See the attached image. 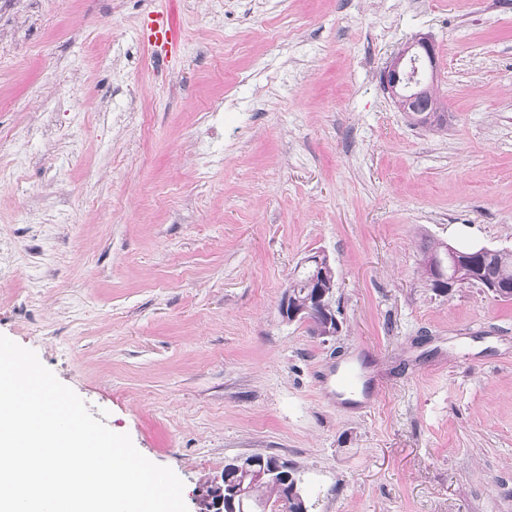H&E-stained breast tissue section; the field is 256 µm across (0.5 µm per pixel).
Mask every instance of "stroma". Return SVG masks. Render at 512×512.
<instances>
[{"mask_svg": "<svg viewBox=\"0 0 512 512\" xmlns=\"http://www.w3.org/2000/svg\"><path fill=\"white\" fill-rule=\"evenodd\" d=\"M420 34L437 132L380 83ZM1 128L0 334L188 512L250 455L310 512H512V301L419 251L512 248V0H0ZM317 252L327 339L279 312ZM362 351L368 409L329 381ZM181 34L163 17H156L152 20L149 28V42H161L170 49L175 48L180 41Z\"/></svg>", "mask_w": 512, "mask_h": 512, "instance_id": "obj_1", "label": "stroma"}]
</instances>
